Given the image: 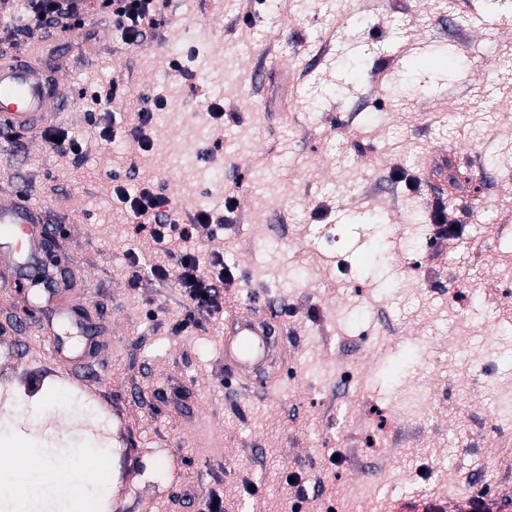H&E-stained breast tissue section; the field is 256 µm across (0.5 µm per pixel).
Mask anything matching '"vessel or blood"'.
Returning a JSON list of instances; mask_svg holds the SVG:
<instances>
[{"label":"vessel or blood","instance_id":"obj_1","mask_svg":"<svg viewBox=\"0 0 512 512\" xmlns=\"http://www.w3.org/2000/svg\"><path fill=\"white\" fill-rule=\"evenodd\" d=\"M53 95L39 72L25 61L0 63V127L33 136L40 133ZM54 226L44 223L38 205L16 199L0 204V268L8 270L12 287H21L20 270L38 267L42 278L55 281L42 298L40 308L51 318L65 319L67 297L75 283L44 263L43 257L56 240ZM288 325L282 316H263L255 308L235 305L227 311L220 333L224 367L240 385L272 391L286 367ZM49 358L70 368L86 364V343L55 336L49 342ZM378 512H512V494L493 492L454 500L428 491L391 493Z\"/></svg>","mask_w":512,"mask_h":512}]
</instances>
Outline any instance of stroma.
I'll return each mask as SVG.
<instances>
[{"instance_id": "1", "label": "stroma", "mask_w": 512, "mask_h": 512, "mask_svg": "<svg viewBox=\"0 0 512 512\" xmlns=\"http://www.w3.org/2000/svg\"><path fill=\"white\" fill-rule=\"evenodd\" d=\"M19 2L0 0V56L51 73L82 152L0 130V200L24 190L61 227L102 380L43 361L72 327L26 310L32 288L0 287V351L37 355L0 373L31 412L76 397L111 415L102 512H191L194 491L224 512H372L388 491L481 490L487 471L512 492V423L492 412L512 399V335L490 326L512 321V0H157L138 44L99 0L49 30ZM142 108L146 152L129 133ZM147 181L179 223L223 213L224 296L288 320L280 388L225 372L219 320L113 192Z\"/></svg>"}]
</instances>
